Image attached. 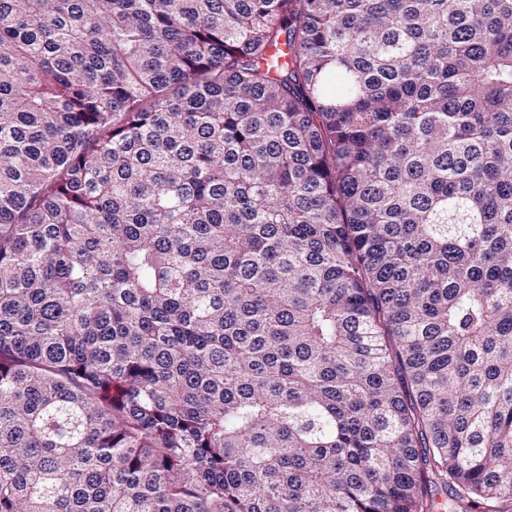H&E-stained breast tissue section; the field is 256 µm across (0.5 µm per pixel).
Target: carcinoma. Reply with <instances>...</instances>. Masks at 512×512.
<instances>
[{
  "label": "carcinoma",
  "instance_id": "carcinoma-1",
  "mask_svg": "<svg viewBox=\"0 0 512 512\" xmlns=\"http://www.w3.org/2000/svg\"><path fill=\"white\" fill-rule=\"evenodd\" d=\"M509 502L512 0H0V512Z\"/></svg>",
  "mask_w": 512,
  "mask_h": 512
}]
</instances>
